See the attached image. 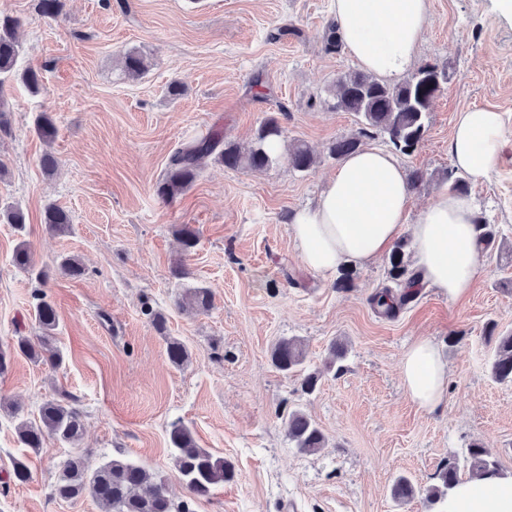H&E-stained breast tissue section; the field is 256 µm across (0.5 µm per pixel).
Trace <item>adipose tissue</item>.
Listing matches in <instances>:
<instances>
[{"label": "adipose tissue", "instance_id": "obj_1", "mask_svg": "<svg viewBox=\"0 0 512 512\" xmlns=\"http://www.w3.org/2000/svg\"><path fill=\"white\" fill-rule=\"evenodd\" d=\"M430 0H331L345 47L361 68L393 79L415 62ZM503 121L490 109L458 114L449 141L454 167L475 181L491 177L502 162ZM404 170L388 152L364 148L349 156L317 204L297 211L293 239L304 264L331 273L344 262L367 265L387 252L407 220ZM416 277L411 288H435L449 299L466 295L481 269V229L471 201L438 192L412 227ZM409 399L430 411L443 400L448 363L427 338L413 341L401 361ZM443 512H512V476L465 480Z\"/></svg>", "mask_w": 512, "mask_h": 512}]
</instances>
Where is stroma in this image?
<instances>
[{
	"instance_id": "obj_1",
	"label": "stroma",
	"mask_w": 512,
	"mask_h": 512,
	"mask_svg": "<svg viewBox=\"0 0 512 512\" xmlns=\"http://www.w3.org/2000/svg\"><path fill=\"white\" fill-rule=\"evenodd\" d=\"M37 0H0L20 17L21 63L39 68V93L8 81L0 87L10 129L0 131V204L16 203L24 230L0 222V344L35 333L33 295L43 289L59 325L54 368L13 356L0 375V512H103L91 496L53 493L69 445L46 439L21 447L17 417L36 418L47 400L71 398L83 414L79 446L91 466L123 456L146 466L192 512H434L424 491L448 458L465 461L471 444L488 448L502 474H512V383L489 375L488 322L512 330V15L500 0H430L417 64L452 72L435 98L429 127L415 152L399 155L405 173L424 181L409 198L404 238H411L452 167L449 140L467 108L501 112L506 135L499 172L468 181L477 217L495 236L469 294L448 300L418 289L392 317L371 297L390 285L389 259L354 267V285L304 266L290 231L292 215L313 206L338 167L337 139L357 131L352 113L333 109L337 77L357 68L347 50L325 53L330 0H66L53 20ZM291 35L271 39L280 27ZM143 54L150 67L126 78L122 59ZM262 75V85L252 83ZM179 82L184 93L171 98ZM57 127L51 142L33 130L38 113ZM275 115L282 144L305 142L314 164L287 160L262 171L231 169L206 159L194 184L173 201L156 194L170 156L220 127L225 140L248 146L260 122ZM58 162L53 173L44 153ZM69 213L66 233L48 229L47 205ZM197 244L184 250L179 229ZM28 242L39 282L17 268L13 253ZM73 257L82 277L61 275ZM184 264L190 276L171 274ZM213 294L205 313L182 310V286ZM167 330L158 333L154 314ZM432 339L448 362L447 399L419 409L402 387L400 363L415 338ZM298 339L317 390L275 368L272 346ZM189 359L170 364L168 340ZM340 368L326 369L332 345ZM302 407L326 436L325 448L298 453L283 413ZM181 421L198 445L228 460L232 481L190 498L171 460L168 429ZM32 477L18 483L12 462ZM417 488L407 502L391 496L398 475Z\"/></svg>"
}]
</instances>
